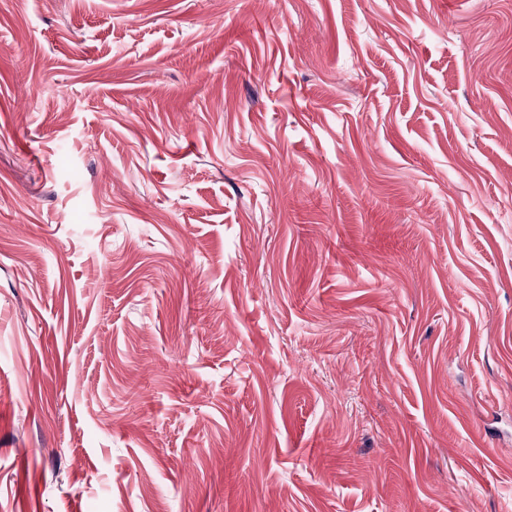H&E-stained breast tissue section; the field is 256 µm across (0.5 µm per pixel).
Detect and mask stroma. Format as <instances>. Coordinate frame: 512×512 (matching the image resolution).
Masks as SVG:
<instances>
[{"mask_svg": "<svg viewBox=\"0 0 512 512\" xmlns=\"http://www.w3.org/2000/svg\"><path fill=\"white\" fill-rule=\"evenodd\" d=\"M0 512H512V0H0Z\"/></svg>", "mask_w": 512, "mask_h": 512, "instance_id": "stroma-1", "label": "stroma"}]
</instances>
